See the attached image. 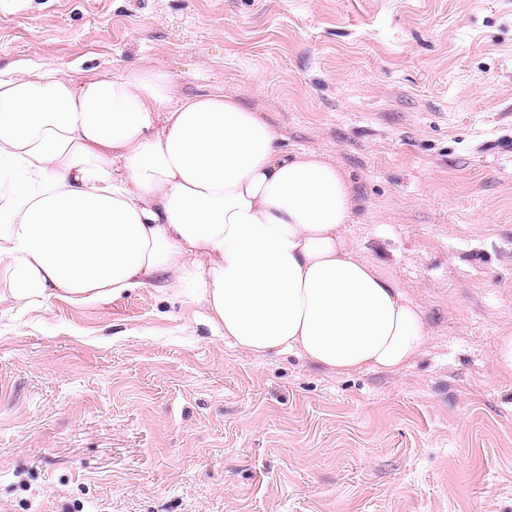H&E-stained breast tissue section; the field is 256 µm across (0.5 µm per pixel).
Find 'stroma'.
<instances>
[{"mask_svg": "<svg viewBox=\"0 0 512 512\" xmlns=\"http://www.w3.org/2000/svg\"><path fill=\"white\" fill-rule=\"evenodd\" d=\"M147 62L340 167L430 336L337 376L150 285L1 303L0 512H512V0H0L1 73ZM493 364L499 375H512V331L498 336L493 351Z\"/></svg>", "mask_w": 512, "mask_h": 512, "instance_id": "obj_1", "label": "stroma"}]
</instances>
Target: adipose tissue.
<instances>
[{
	"instance_id": "adipose-tissue-1",
	"label": "adipose tissue",
	"mask_w": 512,
	"mask_h": 512,
	"mask_svg": "<svg viewBox=\"0 0 512 512\" xmlns=\"http://www.w3.org/2000/svg\"><path fill=\"white\" fill-rule=\"evenodd\" d=\"M281 140L232 96L177 95L157 64L0 76V302L160 281L248 355L404 370L427 340L420 307L348 242L344 171Z\"/></svg>"
}]
</instances>
